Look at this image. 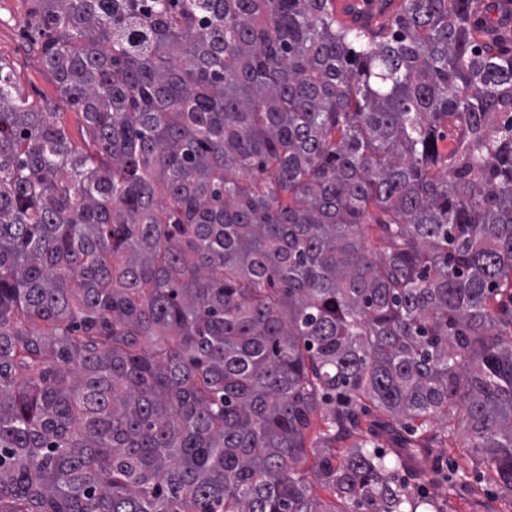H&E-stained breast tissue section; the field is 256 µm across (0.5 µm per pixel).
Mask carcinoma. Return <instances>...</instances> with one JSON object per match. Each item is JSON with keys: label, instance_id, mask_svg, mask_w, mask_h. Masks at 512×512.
I'll list each match as a JSON object with an SVG mask.
<instances>
[{"label": "carcinoma", "instance_id": "cac0c4a2", "mask_svg": "<svg viewBox=\"0 0 512 512\" xmlns=\"http://www.w3.org/2000/svg\"><path fill=\"white\" fill-rule=\"evenodd\" d=\"M399 2L35 0L93 149L0 64V512L512 494V27ZM357 0H335L333 8L336 11L337 20L343 25L352 27H363V28H376L377 21L382 20L383 16L379 15L381 12L374 14H357L353 9L354 4Z\"/></svg>", "mask_w": 512, "mask_h": 512}]
</instances>
